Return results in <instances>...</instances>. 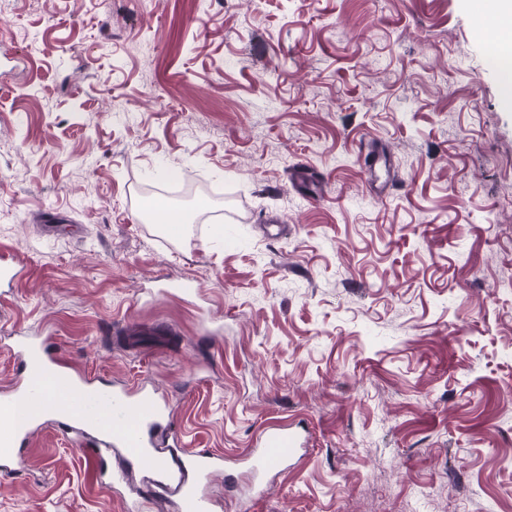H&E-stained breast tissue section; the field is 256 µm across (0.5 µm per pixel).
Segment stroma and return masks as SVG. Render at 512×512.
I'll return each instance as SVG.
<instances>
[{
    "instance_id": "1",
    "label": "stroma",
    "mask_w": 512,
    "mask_h": 512,
    "mask_svg": "<svg viewBox=\"0 0 512 512\" xmlns=\"http://www.w3.org/2000/svg\"><path fill=\"white\" fill-rule=\"evenodd\" d=\"M489 57L468 0H0V263L22 268L0 388L20 335L155 388L229 463L213 512H512V105ZM169 170L195 190L176 238L142 219ZM275 422L310 444L258 500L238 460ZM26 449L0 512H121L122 456L96 474L51 424Z\"/></svg>"
}]
</instances>
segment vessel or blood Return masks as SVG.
<instances>
[{
  "instance_id": "vessel-or-blood-1",
  "label": "vessel or blood",
  "mask_w": 512,
  "mask_h": 512,
  "mask_svg": "<svg viewBox=\"0 0 512 512\" xmlns=\"http://www.w3.org/2000/svg\"><path fill=\"white\" fill-rule=\"evenodd\" d=\"M52 398L69 404L75 411V418L66 419L63 427L69 430L76 446H83L86 435L108 425L104 448L122 449L133 461L132 468L113 473V480L127 483L134 473L142 472L175 495L177 512H211V500L202 485L222 470L224 456L204 449H185L178 437L173 440V452L162 455L159 436L170 430L173 416L169 406L152 393L135 394L130 387L117 384L93 387L67 374L50 391L35 381H25L12 393L0 397V413H9L21 401L41 407ZM29 429V423L21 421L0 431L1 472L14 473L24 468L26 460L20 446ZM303 447L298 432L289 425L277 424L258 436L254 448L243 454L242 461L253 474L259 475L286 465Z\"/></svg>"
}]
</instances>
